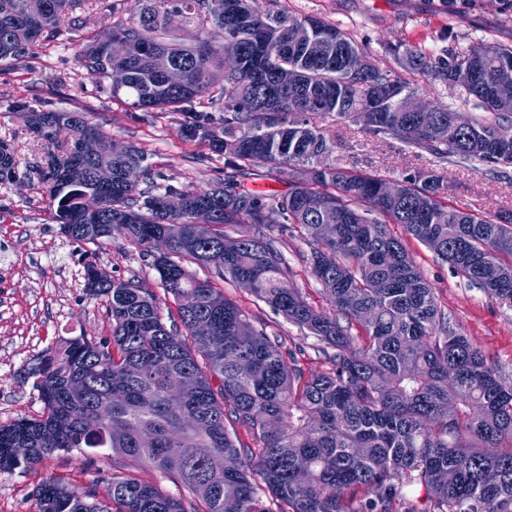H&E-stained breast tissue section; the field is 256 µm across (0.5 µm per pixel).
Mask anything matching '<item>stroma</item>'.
Listing matches in <instances>:
<instances>
[{
  "label": "stroma",
  "mask_w": 512,
  "mask_h": 512,
  "mask_svg": "<svg viewBox=\"0 0 512 512\" xmlns=\"http://www.w3.org/2000/svg\"><path fill=\"white\" fill-rule=\"evenodd\" d=\"M257 4L263 10L276 7L314 14L342 25L391 69L396 63L388 49L397 44L453 52L479 41L512 45V9H503L501 0H257ZM112 6L125 18L136 13L138 2L83 0L75 13L79 27L71 42L39 45L21 62L0 67V139L14 144L20 161L16 181L0 186V250L8 255L0 261V423L41 414L43 405L27 371L48 348L76 336L111 335L104 300L89 296L84 287L86 263L134 279L140 288L159 296L163 310L176 308L141 248L122 239L77 245L60 233L36 175L45 143L28 131L27 109L82 112L89 124L118 145L143 151L154 172L172 185L204 186L224 176L223 154L210 141L190 138L183 115L129 108L100 92L84 74L77 57L79 46L84 37L109 26ZM405 78L417 88L422 103H442L468 117L479 112L475 100L461 88L416 73H406ZM323 125L336 131L333 160L388 180L431 170L445 180L442 202L481 215L512 210V168L500 173L456 156L445 161L419 157L398 141L373 140L359 124L328 118ZM389 230L403 238L450 322L511 372L512 310L470 285L429 248L407 236L401 225H390ZM267 233L280 239L290 278L309 304L325 307L322 288L307 263L310 246L304 237L277 224ZM222 288L282 352L295 354L305 373L326 370L315 338L304 336L241 284L228 281ZM49 476L85 486L95 470L87 466L83 454L61 451L43 467L0 473V512L30 507L35 488Z\"/></svg>",
  "instance_id": "stroma-1"
}]
</instances>
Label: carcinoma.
I'll return each mask as SVG.
<instances>
[{
    "label": "carcinoma",
    "instance_id": "cac0c4a2",
    "mask_svg": "<svg viewBox=\"0 0 512 512\" xmlns=\"http://www.w3.org/2000/svg\"><path fill=\"white\" fill-rule=\"evenodd\" d=\"M28 2L0 0L1 65L39 43L64 42L76 27L74 18L62 26L76 0H40L37 16ZM114 38L126 48L118 71L107 53ZM390 53L402 69L462 86L494 121L472 117L456 129L446 105L418 112L416 90L340 25L263 12L257 0H139L135 14L80 45L88 77L133 109L184 112L205 97L219 106L224 115L203 112L190 132L224 151V181L158 184L142 152L112 154V137L80 113L29 111V129L45 141L71 136L65 156L50 151L37 170L61 233L80 244L118 236L142 248L177 308L163 314L132 279L98 272L97 282L85 281L106 301L112 336L71 338L38 358L29 374L43 412L0 423V472L74 449L120 455L124 472L88 487L46 479L32 512H512V382L451 324L388 229L403 225L511 308L512 211L486 216L444 203L442 177L429 170L381 197L386 179L329 161L334 136L318 124L332 115L417 154L512 166V77L458 81L489 68L512 73V46ZM170 68L182 72V85L167 83ZM86 135L98 140L94 156L81 153ZM102 165L112 167L110 186L96 183ZM284 165L300 169L286 193L240 180L248 167ZM130 169L153 188L128 182ZM17 177L14 150L0 141V185ZM169 196L184 200L181 212L165 209ZM269 224H291L307 238V263L329 308L312 307L288 279ZM218 280L249 282L257 300L319 342L328 370L304 376ZM199 318L210 335L195 333ZM238 427L254 445L239 441ZM15 448L28 449L27 458ZM141 465L188 496L140 484ZM265 494L276 509L263 506Z\"/></svg>",
    "mask_w": 512,
    "mask_h": 512
}]
</instances>
